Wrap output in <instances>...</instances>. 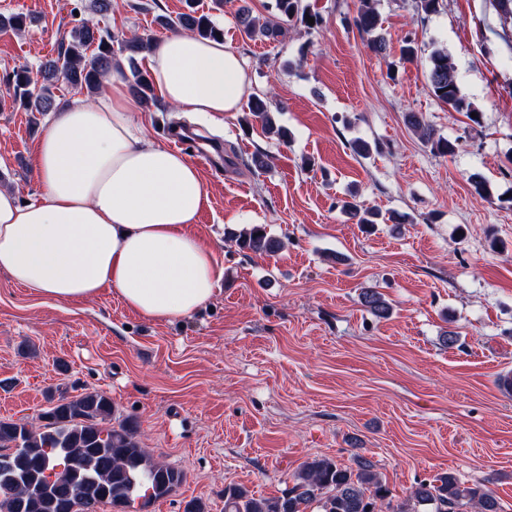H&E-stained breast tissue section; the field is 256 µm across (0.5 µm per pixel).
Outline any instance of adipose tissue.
I'll return each mask as SVG.
<instances>
[{
    "label": "adipose tissue",
    "mask_w": 512,
    "mask_h": 512,
    "mask_svg": "<svg viewBox=\"0 0 512 512\" xmlns=\"http://www.w3.org/2000/svg\"><path fill=\"white\" fill-rule=\"evenodd\" d=\"M165 100L184 112L238 111L247 79L220 40L188 32L149 54ZM53 112L36 148L37 199L0 189V272L62 303L109 288L130 310L172 321L206 306L224 270L190 230L207 198L186 155L147 137L116 77Z\"/></svg>",
    "instance_id": "obj_1"
}]
</instances>
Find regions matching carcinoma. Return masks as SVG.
Masks as SVG:
<instances>
[{
    "instance_id": "1",
    "label": "carcinoma",
    "mask_w": 512,
    "mask_h": 512,
    "mask_svg": "<svg viewBox=\"0 0 512 512\" xmlns=\"http://www.w3.org/2000/svg\"><path fill=\"white\" fill-rule=\"evenodd\" d=\"M275 16L262 21L244 4L236 12L239 31L251 40H274L283 34V25L298 18L310 28L320 23L318 14L303 6V0H274ZM168 31H189L202 38H214L222 29L211 15L199 12L197 0H186L185 11L176 17H157ZM354 25L370 36L367 47L384 57L389 43L379 31V15L374 0H360ZM157 44L153 34L135 33L122 45L128 53L129 71L114 57L112 37L91 20L71 31V43L39 69H15L5 80L6 94L0 107L19 106L27 112L48 113L58 107L53 88L62 81L73 89L94 92L103 78L116 70L126 77L131 94L145 104L159 102L149 71L138 66L137 56ZM427 88L439 101L480 124L481 112L461 90L459 74L443 49L433 50L426 66ZM249 119L262 133L282 143L288 129L277 124L270 94L251 98ZM406 123L419 139L442 156L456 151V142L438 135L423 114L410 112ZM343 208L357 223H379L380 212L346 201ZM237 246L254 254L273 255L282 241L265 224H251L235 235ZM361 303L373 316L386 319L392 311L383 294L372 287L361 292ZM41 425L21 421H0V512H98L100 506L125 508L133 501L164 498L184 480L181 470L153 459L138 438V425L130 417L118 418L112 399L99 391L62 395L39 416ZM391 500L390 489L379 478L375 464L355 453L351 464L343 465L327 456L302 463L293 485L279 496L256 497L241 486L224 488V512H308L318 504L321 512H381ZM501 512L492 492L481 486L465 487L459 479L444 473L422 480L410 500L398 503L391 512Z\"/></svg>"
}]
</instances>
